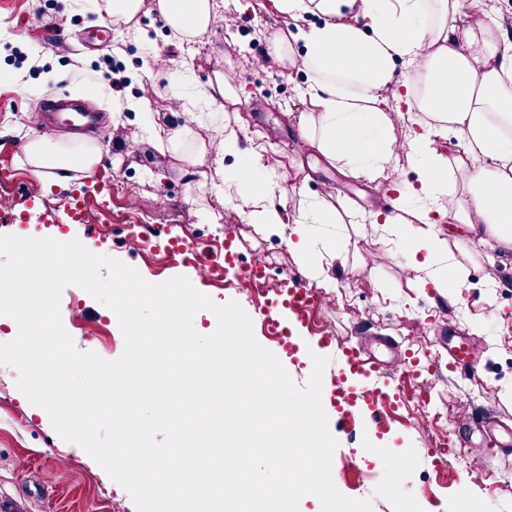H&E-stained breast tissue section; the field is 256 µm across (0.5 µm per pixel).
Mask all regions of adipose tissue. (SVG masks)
Returning a JSON list of instances; mask_svg holds the SVG:
<instances>
[{"label": "adipose tissue", "instance_id": "ef3b65f1", "mask_svg": "<svg viewBox=\"0 0 512 512\" xmlns=\"http://www.w3.org/2000/svg\"><path fill=\"white\" fill-rule=\"evenodd\" d=\"M280 13L298 19L319 15L300 30L305 53L301 66L311 76V112L302 136L319 154L370 180L382 178L398 150L417 157L418 186L401 200L428 201L427 225L409 255L414 270H428L438 289L461 285L466 270L448 261V240L438 224L479 219L486 236L512 249V45H500L499 23L487 16L478 27L458 29L459 0H274ZM158 9L182 42L192 43L210 29L212 0H158ZM368 16L367 27L352 21L354 8ZM419 70L408 85L404 109L386 107L378 91L393 77L396 60ZM413 125L407 140L390 135L394 120ZM456 130L465 149L451 158L433 147L437 137ZM102 160L100 146L85 136L63 140L41 132L25 137L17 161L42 179L67 180L92 174ZM459 174L466 190L457 198L448 177ZM237 179L247 220L274 231L284 228L282 212L265 202L277 181L256 156L239 160ZM292 248L305 277L322 288L334 282L313 256L310 224H332L335 210L317 199Z\"/></svg>", "mask_w": 512, "mask_h": 512}]
</instances>
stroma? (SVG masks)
<instances>
[{
  "label": "stroma",
  "mask_w": 512,
  "mask_h": 512,
  "mask_svg": "<svg viewBox=\"0 0 512 512\" xmlns=\"http://www.w3.org/2000/svg\"><path fill=\"white\" fill-rule=\"evenodd\" d=\"M211 31L192 44L180 42L161 16L157 0H143L131 24L112 25L109 46L89 49L88 42L103 19L94 0H0V197L12 198L15 219L0 220V232L58 241L76 238L96 254L116 258L136 269L148 282L175 276L197 282L195 267L178 264L159 249L130 250L128 226L148 215L159 226L181 225L186 237L204 250L222 252L232 239L243 261L258 256L274 275L301 277V261L286 241L295 222L324 183H334L330 196L336 221L312 227L313 245L326 238L347 241L328 274L335 282L317 317L329 324L336 341L356 338L367 356L391 368L405 353H414L420 374L401 370L391 377L403 399L380 414L360 409L344 418L330 395L322 403L338 446L332 458L336 488L350 498H368L372 512H512V455L486 447L479 411L497 413V437L512 424V250L468 226L443 224L448 254L468 271L462 286L438 291L425 285L410 266L408 238L423 226L417 209L386 206L401 188L418 184L421 169L401 154L387 167L384 192L368 178L345 171L316 154L301 136L309 103L304 95L307 73L279 59L262 63L274 36L295 38L299 29L317 22L314 14L295 20L279 13L273 0H216ZM64 30L63 38L51 27ZM125 80L113 92L107 77L110 63ZM237 88V103L210 109L205 123L198 110L173 111L172 100L190 84L204 85L215 72ZM22 77L10 83L11 75ZM89 93L96 121L86 132L103 148L102 163L92 176L73 175L51 182L20 166L15 155L28 129L46 131L45 106L62 94ZM161 113L157 134L141 127V104ZM192 131L195 139H237L224 157L232 173L239 155H260L263 164L285 174L268 204L279 207L287 221L273 232L246 223L240 199L228 198L205 180L201 167L180 156L162 153L161 140L174 131ZM90 205L107 203L112 212L109 236L96 222L59 223L73 193ZM398 218L397 228L385 224ZM354 289H347V282ZM215 303L237 301L250 316L257 341L282 363L297 385L309 379L312 351L318 350L313 328L296 330L300 341L288 351L268 337L257 301L221 284L205 290ZM61 319L76 347L107 360L119 358L124 338L116 315L82 288H64ZM81 317L75 328L73 317ZM462 340L474 345L476 371L462 376L448 369V346ZM15 368L0 366V495L26 504L28 512H108L106 495L125 497L104 469L79 445L61 439L47 412L18 390ZM422 391L425 414L405 396ZM450 432L452 451L446 466L430 453L440 431ZM409 464L394 469L393 461ZM484 460L488 475L475 478L469 467Z\"/></svg>",
  "instance_id": "1"
}]
</instances>
